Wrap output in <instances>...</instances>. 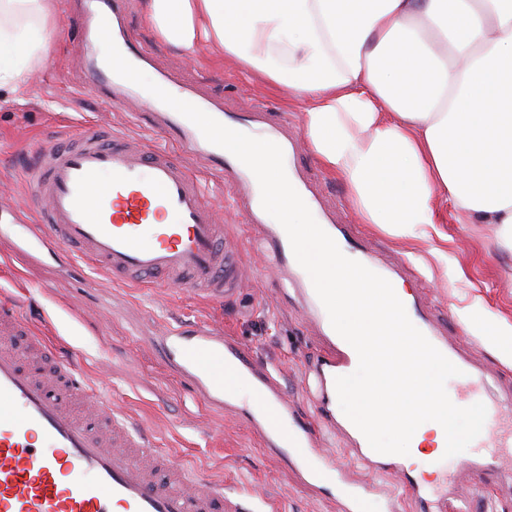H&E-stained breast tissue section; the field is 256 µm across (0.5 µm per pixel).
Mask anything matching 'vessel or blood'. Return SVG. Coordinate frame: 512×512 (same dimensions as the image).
I'll return each mask as SVG.
<instances>
[{"instance_id":"vessel-or-blood-1","label":"vessel or blood","mask_w":512,"mask_h":512,"mask_svg":"<svg viewBox=\"0 0 512 512\" xmlns=\"http://www.w3.org/2000/svg\"><path fill=\"white\" fill-rule=\"evenodd\" d=\"M84 7L94 20H107L115 44L130 63L148 62V49L124 30L125 0H86ZM86 82L94 92H111L118 104L132 93L108 66L97 63ZM160 85L169 93L184 94L220 123L280 144L285 171L296 176L288 127L271 119L266 105H253L248 113H228L170 75H162ZM155 112L158 128L174 135L177 150L152 148L97 126L83 127L39 148L25 175L35 203L33 221L42 225L50 244L88 260L93 270L116 282L177 284L204 300L222 302L238 285L237 266L225 248L216 204L204 195L190 165L196 157H205L231 183L241 181L244 167L169 106L158 104ZM249 185L245 205L252 223H271L257 180ZM295 261L285 230L277 229L271 264ZM418 328L461 371L450 400L463 407L478 399L483 379L470 361L449 349L428 323H419ZM27 329L17 304L1 300L0 512H256L250 499L235 492L202 490L195 477L160 480L159 472L171 466L169 458L151 452L147 435L93 394L75 359L57 357L46 344L37 356H29L15 341ZM327 339L329 350L313 367L322 409L370 477L358 479L330 464L333 451L327 448L323 462L304 464V479L336 484L343 512H362L364 502L375 494L383 496L385 512H401L408 500L415 512H467L465 503L447 493L430 495L428 482L417 470L395 455L374 451L348 418L337 417L335 379L357 367L358 355L335 332H328ZM162 343L208 401L228 407L235 403L233 393L205 366L211 355H223L228 370L254 377L258 397L250 416L270 442L280 448L314 447L321 425L289 424L275 379L255 371L222 327L199 322L188 331L172 328ZM504 445L498 433L484 436L483 451L467 464L477 482L490 483Z\"/></svg>"}]
</instances>
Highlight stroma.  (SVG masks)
Returning a JSON list of instances; mask_svg holds the SVG:
<instances>
[{
	"label": "stroma",
	"mask_w": 512,
	"mask_h": 512,
	"mask_svg": "<svg viewBox=\"0 0 512 512\" xmlns=\"http://www.w3.org/2000/svg\"><path fill=\"white\" fill-rule=\"evenodd\" d=\"M76 0H57L56 23L46 63L36 66L14 100L0 101V299L17 301L36 335L48 337L55 352L80 353V365L99 396L138 419L151 445L170 452L175 467L224 488H241L274 503L277 512H338L328 483H303L298 450L265 445L251 429L249 400L239 397L236 415L209 405L195 386L165 360L156 338L167 327H190L210 319L224 327L251 359L277 378L283 393L304 417L316 407L307 372L323 343L316 317L298 289L295 272L274 268L264 236L255 233L243 210L226 205L223 181L205 164L193 170L207 195L221 200L219 221L237 251L241 280L222 303L206 305L182 289L161 286L130 289L99 273L58 269L51 259L14 246L12 218L27 209L28 189L21 178L43 141L85 125L170 145L152 129L146 113L150 96L125 107L83 86L86 51L68 20ZM128 26L154 53L157 71L179 70L183 79L209 96L223 99L231 112L257 103L288 120L297 165L310 190L330 211L352 243L353 253L416 296L437 335L448 337L485 374L487 402L512 395V354L501 355L491 329L512 325V249L495 224H459L445 215L403 237L383 225L363 224L346 199L344 185L320 165L303 135L299 105L283 94L254 85L229 63L200 49L190 60L150 32L142 0H128ZM474 328H467V320ZM477 444L447 458L455 472L453 492L469 499L472 512H512V457L501 463L498 488L479 484L465 468Z\"/></svg>",
	"instance_id": "1"
}]
</instances>
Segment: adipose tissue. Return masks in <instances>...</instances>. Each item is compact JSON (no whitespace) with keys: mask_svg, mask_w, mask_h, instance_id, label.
I'll return each mask as SVG.
<instances>
[{"mask_svg":"<svg viewBox=\"0 0 512 512\" xmlns=\"http://www.w3.org/2000/svg\"><path fill=\"white\" fill-rule=\"evenodd\" d=\"M56 0H0V90L43 63ZM154 35L206 45L302 102L305 139L366 224H498L512 248V0H144Z\"/></svg>","mask_w":512,"mask_h":512,"instance_id":"obj_1","label":"adipose tissue"}]
</instances>
